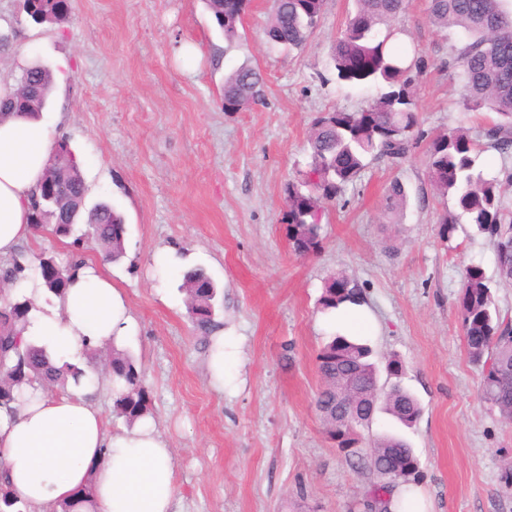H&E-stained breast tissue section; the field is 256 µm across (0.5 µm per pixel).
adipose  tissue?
<instances>
[{
	"instance_id": "adipose-tissue-1",
	"label": "adipose tissue",
	"mask_w": 512,
	"mask_h": 512,
	"mask_svg": "<svg viewBox=\"0 0 512 512\" xmlns=\"http://www.w3.org/2000/svg\"><path fill=\"white\" fill-rule=\"evenodd\" d=\"M52 151L44 118L0 115V263L11 262L36 229L28 204ZM131 310L111 278L83 263L65 293L30 315L26 339L54 359H78L86 344L123 339ZM80 387L56 396L34 393L17 414L0 409V467L16 497L38 512H58L83 488L80 512H173L174 453L151 419L111 434L92 398L96 370Z\"/></svg>"
}]
</instances>
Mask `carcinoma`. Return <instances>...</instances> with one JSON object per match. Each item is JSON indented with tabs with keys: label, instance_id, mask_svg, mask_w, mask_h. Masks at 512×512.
<instances>
[{
	"label": "carcinoma",
	"instance_id": "1",
	"mask_svg": "<svg viewBox=\"0 0 512 512\" xmlns=\"http://www.w3.org/2000/svg\"><path fill=\"white\" fill-rule=\"evenodd\" d=\"M325 0H273L266 35L270 45L288 50L303 47L321 18ZM509 0H428L432 24L459 32L447 69L458 71L463 82L462 106L468 112L489 109L501 120L485 129L486 145L502 155L512 153V7ZM226 41H233L237 26L251 0H206ZM405 0H356V10L336 41L333 64L336 82L374 87L377 96L366 110H332L320 113L308 140L307 162L286 187L282 223L286 224L289 248L298 256L322 248L321 218L324 205L335 201L345 187L356 183L367 159L403 162L419 138V116L413 87L426 62L415 48L396 45L401 34L394 26ZM22 10L37 24L59 25L67 21L69 0H22ZM259 69L241 65L224 82V111L239 112L264 95ZM52 89L49 70L34 61L22 68L14 96L0 100V114H38L47 107ZM55 142L52 157L39 191L31 199V223L51 227L59 238L69 237L87 211V237L100 248L102 259L117 262L124 255L126 224L111 205L100 202L85 209L86 186L71 152ZM479 144L465 131L435 136L427 149V172L435 192L453 201L439 219L440 236L452 241L461 217L493 244L501 279L512 283V212L501 201L502 183L475 172ZM404 201L399 182L391 185L384 210L393 212ZM76 262L59 264L55 257H39V275L48 293L60 296L68 286ZM24 268L17 262L0 268V287L8 293ZM181 290L187 311L199 333L208 336L219 328L216 312L217 286L201 268L183 273ZM344 303H365L361 289L342 273L331 276L317 304L329 313ZM467 355L481 369L485 402L512 420V322L496 308L482 268L469 265L455 301ZM33 302L25 296L6 299L0 308V407L19 410L27 395L37 389L62 390L79 385L84 371L73 363L56 364L44 349L24 341ZM373 348L351 336L330 337L316 355L321 387L315 408L325 432L355 469L375 474L380 483L363 500L367 512H388L385 495L394 486L418 480L413 448L402 438L381 435L366 454L358 452L359 435L336 417V400L350 411H365L359 395L370 398L382 411L410 428L421 414L416 397L399 385L379 382ZM112 379V413L128 426L153 414V404L143 374L123 350L112 348L106 363ZM31 505L12 497L6 478L0 479V512H30Z\"/></svg>",
	"mask_w": 512,
	"mask_h": 512
}]
</instances>
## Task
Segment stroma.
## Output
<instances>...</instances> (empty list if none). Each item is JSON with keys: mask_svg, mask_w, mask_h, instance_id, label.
<instances>
[{"mask_svg": "<svg viewBox=\"0 0 512 512\" xmlns=\"http://www.w3.org/2000/svg\"><path fill=\"white\" fill-rule=\"evenodd\" d=\"M354 9V0H325L305 47L289 52L266 40L272 0H252L231 43L204 0H71L59 27L31 21L20 0H0V35L12 41L0 69L18 75L32 58L50 69L44 116L52 137L69 141L86 206L106 201L126 219L125 255L110 271L135 319L124 349L174 450L176 512H360L375 477L351 467L314 407L315 357L332 333L317 300L338 272L363 291L377 363L398 356L401 383L421 404L402 434L431 512H512V422L480 396L454 305L465 267L477 264L512 321V284L472 225L442 241L444 205L426 169L433 137L459 126L482 140L495 115L463 110L427 0H407L396 20L427 63L411 156L371 163L326 205L317 255L296 256L285 238V189L307 160L316 113L358 112L375 95L335 81L332 47ZM244 63L262 71L264 98L225 111L224 81ZM396 180L405 199L389 214ZM22 251L62 263L97 256L90 240L46 230ZM192 267L216 282L223 331L239 344L221 392L179 289Z\"/></svg>", "mask_w": 512, "mask_h": 512, "instance_id": "stroma-1", "label": "stroma"}]
</instances>
